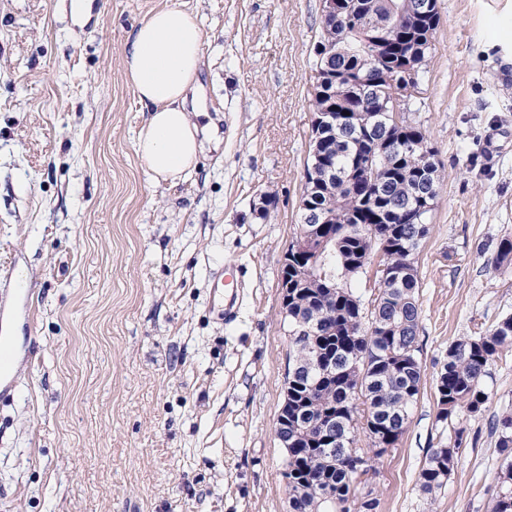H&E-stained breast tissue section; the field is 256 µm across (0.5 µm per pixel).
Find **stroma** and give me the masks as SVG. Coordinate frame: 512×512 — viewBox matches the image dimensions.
Here are the masks:
<instances>
[{
    "label": "stroma",
    "mask_w": 512,
    "mask_h": 512,
    "mask_svg": "<svg viewBox=\"0 0 512 512\" xmlns=\"http://www.w3.org/2000/svg\"><path fill=\"white\" fill-rule=\"evenodd\" d=\"M167 5L205 36L214 123L199 165L154 180L147 113L123 76L133 26ZM408 117L445 175L418 255L421 393L357 486L376 512H488L490 414L512 409V352L433 494L417 477L448 347L512 313V0H438ZM321 0H0V278L24 272L33 324L12 322L16 389L0 402V512H289L275 426L290 345L278 279L296 236ZM273 200L266 217L253 210ZM239 266L235 315L213 275Z\"/></svg>",
    "instance_id": "obj_1"
}]
</instances>
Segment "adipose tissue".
Masks as SVG:
<instances>
[{"label":"adipose tissue","instance_id":"1","mask_svg":"<svg viewBox=\"0 0 512 512\" xmlns=\"http://www.w3.org/2000/svg\"><path fill=\"white\" fill-rule=\"evenodd\" d=\"M203 41L198 15L170 6L145 15L126 42L124 77L148 113L135 150L153 179L192 171L203 152L204 128L187 108L200 89Z\"/></svg>","mask_w":512,"mask_h":512}]
</instances>
